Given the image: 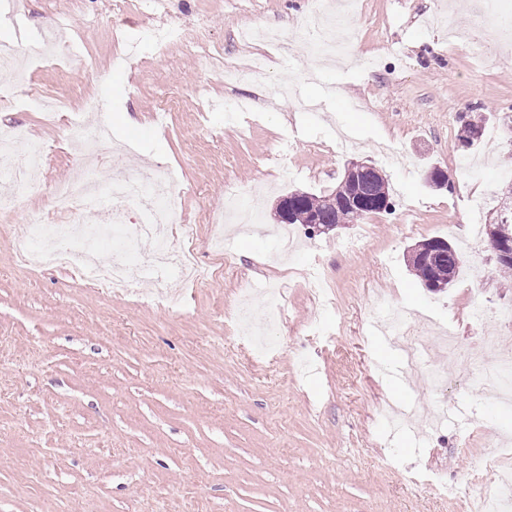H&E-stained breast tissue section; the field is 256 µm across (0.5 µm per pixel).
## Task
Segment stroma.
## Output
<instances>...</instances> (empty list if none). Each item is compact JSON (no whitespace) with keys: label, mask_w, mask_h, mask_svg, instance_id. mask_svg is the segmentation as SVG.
Here are the masks:
<instances>
[{"label":"stroma","mask_w":512,"mask_h":512,"mask_svg":"<svg viewBox=\"0 0 512 512\" xmlns=\"http://www.w3.org/2000/svg\"><path fill=\"white\" fill-rule=\"evenodd\" d=\"M337 0H139L120 14L113 0H26L19 16L0 0V31L13 41L35 84L67 102L59 124L41 110L0 103V123L22 126L49 149L39 193L0 215V512H456L426 491L480 471L490 444H512V403L474 386L471 363L448 372L438 394L415 381L399 349L371 332L378 296L414 309L421 334L451 328L465 351L484 357L482 339L512 355V326L497 311L512 305L484 234L499 211L498 189L512 180V38L500 35L507 0L487 20L464 0H352L345 37L349 62L326 67L298 51L243 39L245 28H284L304 39L309 17ZM205 21L210 41L157 45L169 27ZM246 59L266 55L252 83L224 84L202 52ZM80 55L86 70L60 72ZM179 94L167 127H155L159 102ZM482 118L483 136L456 150L461 122ZM108 122L112 154L91 176L115 167L173 169L183 195L178 223L196 227L204 279L187 286L163 277L178 308L147 292L109 295L61 267L31 272L14 263L5 227L45 211L47 193L81 163L67 128ZM346 130L352 151L336 149ZM388 142L395 164L376 150ZM374 165L389 184L392 213L312 232L297 224V250H281L275 208L282 195L333 193L349 162ZM447 171L436 188L429 167ZM255 188L260 221L214 226L226 183ZM367 228L364 244L344 243ZM444 238L465 250L445 290L423 288L407 254ZM321 268L332 307H322L301 275ZM283 295L275 349L239 333L241 298L263 323L267 283ZM448 419L412 418L388 428L391 406L431 409ZM392 458L393 468L382 465Z\"/></svg>","instance_id":"stroma-1"}]
</instances>
